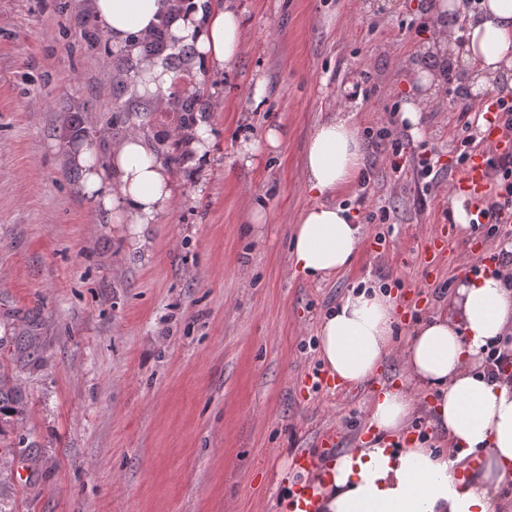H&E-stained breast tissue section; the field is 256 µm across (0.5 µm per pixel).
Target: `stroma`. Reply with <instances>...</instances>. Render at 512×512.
<instances>
[{
  "label": "stroma",
  "instance_id": "1",
  "mask_svg": "<svg viewBox=\"0 0 512 512\" xmlns=\"http://www.w3.org/2000/svg\"><path fill=\"white\" fill-rule=\"evenodd\" d=\"M241 16L236 62L184 68L180 94L207 84L213 128L205 169L175 167L180 192L132 239L76 188L77 141L107 155L133 131L154 149L180 124L173 108L134 92L135 58L83 32L87 0H0V373L22 412L0 420V512H286L304 479L293 459L325 431L337 451L373 441L369 402L404 372L332 387L317 353L321 318L351 288H387L405 309L395 337L434 315L457 288L468 250L512 278V242L450 227L448 163L478 134L475 112L447 108L444 85L405 152L366 147L365 236L348 269L323 282L296 275L292 229L314 201L302 159L336 112L360 133L418 98L417 64L443 33L419 0H215ZM283 130L277 153L241 162L242 143ZM439 155L431 187L417 157ZM265 212L253 224V208ZM445 231L437 271L425 238ZM25 476H18V469Z\"/></svg>",
  "mask_w": 512,
  "mask_h": 512
}]
</instances>
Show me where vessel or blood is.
Returning a JSON list of instances; mask_svg holds the SVG:
<instances>
[{"mask_svg": "<svg viewBox=\"0 0 512 512\" xmlns=\"http://www.w3.org/2000/svg\"><path fill=\"white\" fill-rule=\"evenodd\" d=\"M494 154L512 155V132L497 122L488 124L483 130L481 147L470 154L453 185L455 192L471 200L470 222L476 227L485 224V215L490 207L487 179L489 159ZM335 447V433L327 432L322 435L316 450L304 451L296 456V467L305 471L309 479L298 484L292 491L288 503L289 512H317L310 481L323 476L324 465L333 456Z\"/></svg>", "mask_w": 512, "mask_h": 512, "instance_id": "b4317fda", "label": "vessel or blood"}]
</instances>
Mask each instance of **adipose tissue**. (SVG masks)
Listing matches in <instances>:
<instances>
[{
  "label": "adipose tissue",
  "mask_w": 512,
  "mask_h": 512,
  "mask_svg": "<svg viewBox=\"0 0 512 512\" xmlns=\"http://www.w3.org/2000/svg\"><path fill=\"white\" fill-rule=\"evenodd\" d=\"M88 7L118 47L170 17L172 34L193 42L199 61L211 68H230L244 41L234 10L206 0H185L179 9L171 0H90ZM432 13L466 17L455 54L476 87L511 97L512 81L500 77L512 70V0H480L475 11L467 0H435ZM362 160L352 117L316 126L303 155L304 182L316 202L294 226L295 274L322 280L354 261L363 227L335 197L354 181ZM69 161L80 173V194L107 223L127 225L132 237L170 209L175 176L141 133L127 135L104 160L95 144L80 142ZM397 322L395 297L375 288L350 291L318 325L319 355L337 381L369 382L397 348L406 365L403 384L382 389L370 403L380 440L348 449L315 481L320 512H504L498 492L512 481V378L483 362L491 344L512 354V287L498 273L463 279L447 310L412 329L401 347L393 336ZM425 390L434 395L431 420L447 447L390 445L388 436L408 426Z\"/></svg>",
  "instance_id": "1"
}]
</instances>
